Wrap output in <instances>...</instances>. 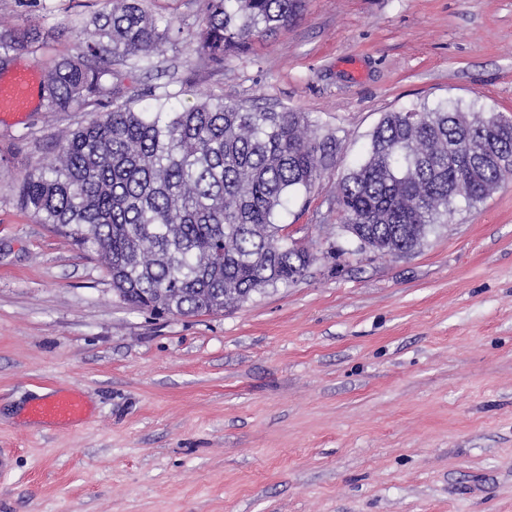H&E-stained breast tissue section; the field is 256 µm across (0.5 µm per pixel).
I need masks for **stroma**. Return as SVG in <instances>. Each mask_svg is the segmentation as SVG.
<instances>
[{
	"mask_svg": "<svg viewBox=\"0 0 512 512\" xmlns=\"http://www.w3.org/2000/svg\"><path fill=\"white\" fill-rule=\"evenodd\" d=\"M208 0H147L175 35L155 68L115 62L123 98L168 90L308 113L340 145L278 217L319 259L218 314L125 303L90 252L17 204L54 135L89 120L35 101L0 120V512H512V181L414 251L352 254L336 185L383 113L479 102L512 118V0H303L211 60ZM102 0H0L47 73ZM78 391L77 425L28 419Z\"/></svg>",
	"mask_w": 512,
	"mask_h": 512,
	"instance_id": "1",
	"label": "stroma"
}]
</instances>
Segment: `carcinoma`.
Segmentation results:
<instances>
[{
  "mask_svg": "<svg viewBox=\"0 0 512 512\" xmlns=\"http://www.w3.org/2000/svg\"><path fill=\"white\" fill-rule=\"evenodd\" d=\"M299 7L209 0L200 47L221 62L252 36L287 25ZM171 34L144 0H104L78 33L82 53L58 59L44 86L47 111L90 108L95 117L58 137L56 155L25 175L17 200L95 251L130 305L158 315L218 313L297 282L317 260L277 217L321 179L338 139L288 108L211 98L179 108L171 94L139 108L113 103L112 59L151 70ZM22 47L24 39L1 34L0 62ZM483 138L512 157V120L475 102L384 113L364 158L336 187L352 253L411 252L456 202L473 205L511 179L512 160L489 165L461 154L464 142Z\"/></svg>",
  "mask_w": 512,
  "mask_h": 512,
  "instance_id": "obj_1",
  "label": "carcinoma"
}]
</instances>
